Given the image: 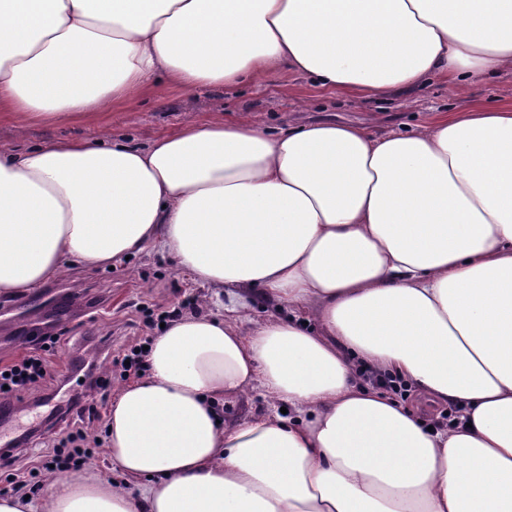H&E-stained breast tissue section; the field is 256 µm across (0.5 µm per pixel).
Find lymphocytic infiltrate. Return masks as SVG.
Instances as JSON below:
<instances>
[{
	"label": "lymphocytic infiltrate",
	"instance_id": "obj_1",
	"mask_svg": "<svg viewBox=\"0 0 512 512\" xmlns=\"http://www.w3.org/2000/svg\"><path fill=\"white\" fill-rule=\"evenodd\" d=\"M178 316L175 310L158 313L155 319L146 322V335L135 337L122 353L110 359L111 374L90 379L89 385L97 391V399L78 397L71 401L61 416L66 425L64 436L54 441L52 448L39 453L28 478H19L11 473L9 467L0 468V496L35 495L42 489L45 475L83 467L93 458L95 449L102 445L101 409L108 399L113 379L126 381L143 377L147 371L145 347L150 343L149 331L159 328L160 324L172 322ZM69 342V337L63 333L47 334L19 360L0 367V402L10 404L27 398L40 406L49 402L46 386L53 376L48 370V358Z\"/></svg>",
	"mask_w": 512,
	"mask_h": 512
}]
</instances>
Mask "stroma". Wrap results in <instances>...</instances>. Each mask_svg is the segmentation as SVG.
I'll use <instances>...</instances> for the list:
<instances>
[{
  "label": "stroma",
  "mask_w": 512,
  "mask_h": 512,
  "mask_svg": "<svg viewBox=\"0 0 512 512\" xmlns=\"http://www.w3.org/2000/svg\"><path fill=\"white\" fill-rule=\"evenodd\" d=\"M474 103L512 106V68L471 86L459 98L449 95L446 83L434 80L382 98L357 100L313 86L307 79L285 70L238 87L206 91L162 81L143 96L113 105L94 124H26L14 117L0 116V146L26 149L58 139L93 140L105 131L115 141L147 144L156 137L176 133L189 120L240 117L275 131L329 117L358 122L372 131L386 133L424 123L433 113L454 112ZM69 288L78 295L70 316H79L88 306L95 316L94 321L76 327L72 346L60 348L50 359V372L72 394L84 390L80 372L72 368V358H102L94 347L84 346V337H111L112 348L117 351L139 335L146 312L155 305L178 308L195 297L200 300L204 314L223 309L210 288L194 282L172 255L156 249L131 256L110 269L70 266L59 278L46 283L43 290L55 295ZM48 414V408L26 402L19 419L0 422V431L15 437L27 430H38L39 441L21 448L23 455H37L51 443Z\"/></svg>",
  "instance_id": "35a3bbf8"
}]
</instances>
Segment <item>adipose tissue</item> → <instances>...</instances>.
I'll return each mask as SVG.
<instances>
[{"instance_id":"adipose-tissue-1","label":"adipose tissue","mask_w":512,"mask_h":512,"mask_svg":"<svg viewBox=\"0 0 512 512\" xmlns=\"http://www.w3.org/2000/svg\"><path fill=\"white\" fill-rule=\"evenodd\" d=\"M510 66L512 0H0V112L29 123L94 121L159 76L364 98ZM156 246L225 314L152 338L109 471L55 478L45 512H512V106L0 150V293ZM258 296L287 315L243 335ZM257 387L271 411L223 418ZM363 376L365 377V380L368 381L370 384L375 385L378 388L390 390L395 394H400V396L404 395L403 398H400L405 403L413 404L414 398H411V396L409 395L405 396V392L407 394H410V391L407 392V386L400 378L394 377L389 374H376L373 372H365Z\"/></svg>"}]
</instances>
